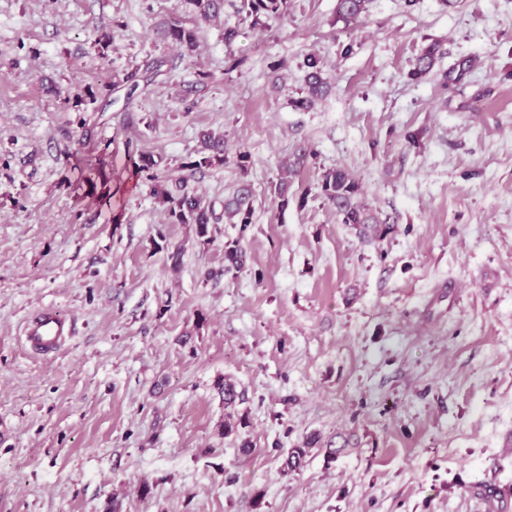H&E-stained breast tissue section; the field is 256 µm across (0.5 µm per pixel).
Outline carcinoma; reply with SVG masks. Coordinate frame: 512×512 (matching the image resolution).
<instances>
[{"instance_id":"1","label":"carcinoma","mask_w":512,"mask_h":512,"mask_svg":"<svg viewBox=\"0 0 512 512\" xmlns=\"http://www.w3.org/2000/svg\"><path fill=\"white\" fill-rule=\"evenodd\" d=\"M197 18L208 21L224 7V0H184ZM237 13L252 19L258 25L262 18L281 14L288 9V0H237ZM369 0H337L336 14L345 24L350 25L359 20L367 10ZM167 36L175 43L183 54L192 56L198 47V34L194 28L171 25ZM438 55V47L430 45L416 63V73L429 72ZM307 68L304 94L291 100V105L298 110L312 108L319 98L326 93V82L322 77L321 60L309 55L304 62ZM162 62L153 60L146 63L145 68L135 67L112 74V81L102 85L97 91H89L85 95L75 97V103L85 101V98L95 100L98 96L108 97L119 88L127 89V99L134 98L136 91L147 92L151 82L160 73ZM128 164L137 173H149L151 195L162 205L169 221L173 224H194L196 232L203 242L209 243V225L216 224L221 217L217 216L214 205L207 202L201 195L188 188L182 181L174 185L168 183L165 176L157 171L159 162L153 156L132 146L128 147ZM224 136L207 133L203 135V148L197 159L185 163V168L194 170L211 167L224 162ZM321 193L328 204L336 212V217L343 224H353L364 230L377 231V226L383 224L367 205L361 200L359 184L341 167L324 172L321 182ZM254 201L247 186H242L231 197L224 200V218L232 224L241 225V231H246L253 223ZM245 251L235 243L224 250V270L229 272L243 265ZM318 443V437L313 435L306 439L302 448H291L285 460V466L291 470L302 464L309 450Z\"/></svg>"}]
</instances>
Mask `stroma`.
<instances>
[{
  "mask_svg": "<svg viewBox=\"0 0 512 512\" xmlns=\"http://www.w3.org/2000/svg\"><path fill=\"white\" fill-rule=\"evenodd\" d=\"M336 4L255 26L228 5L195 23L183 0H0V512H478L483 487L512 503V0H370L354 28ZM174 20L198 25L193 58ZM310 54L328 91L299 111ZM153 58L171 71L133 101L63 100ZM205 131L226 159L194 173ZM131 144L216 212L249 184L253 224L206 244L168 223L123 170ZM302 147L306 202L283 210L270 184ZM336 166L387 217L377 235L321 196ZM42 309L73 321L48 354L23 339Z\"/></svg>",
  "mask_w": 512,
  "mask_h": 512,
  "instance_id": "stroma-1",
  "label": "stroma"
}]
</instances>
